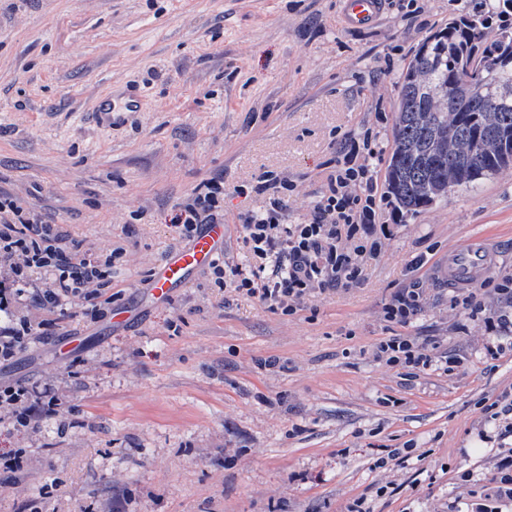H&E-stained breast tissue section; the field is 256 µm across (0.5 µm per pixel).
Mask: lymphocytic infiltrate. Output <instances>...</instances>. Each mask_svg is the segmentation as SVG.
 <instances>
[{"mask_svg": "<svg viewBox=\"0 0 512 512\" xmlns=\"http://www.w3.org/2000/svg\"><path fill=\"white\" fill-rule=\"evenodd\" d=\"M336 159L316 196L310 214L296 223L285 217V198L294 185L270 171L259 174L253 190L266 195L265 205L241 214L242 244L247 262L232 264L217 258L209 270L214 287H232L257 298L284 316L297 314L305 298L316 292L358 284L366 260L381 251L389 230L384 222L377 165L383 148L371 126L344 133L334 143ZM185 239L204 224L224 221V178L198 184L178 203L171 218ZM118 250L89 254L60 224L44 220L30 204L0 193V311L9 299L29 295L32 277L42 288L33 294L40 307L62 310L70 301H83V314H105L100 300L112 288V268ZM52 326L27 319L0 325V364L13 361ZM59 400L46 391L21 383H0V412L14 428H33L52 415Z\"/></svg>", "mask_w": 512, "mask_h": 512, "instance_id": "obj_1", "label": "lymphocytic infiltrate"}]
</instances>
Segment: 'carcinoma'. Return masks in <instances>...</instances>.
Here are the masks:
<instances>
[{"label":"carcinoma","instance_id":"obj_1","mask_svg":"<svg viewBox=\"0 0 512 512\" xmlns=\"http://www.w3.org/2000/svg\"><path fill=\"white\" fill-rule=\"evenodd\" d=\"M483 18L512 11V0H478ZM512 27L486 37L485 21L448 19L426 37L403 74L385 196L415 217L448 196L512 166Z\"/></svg>","mask_w":512,"mask_h":512}]
</instances>
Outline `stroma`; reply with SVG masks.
<instances>
[{"label": "stroma", "mask_w": 512, "mask_h": 512, "mask_svg": "<svg viewBox=\"0 0 512 512\" xmlns=\"http://www.w3.org/2000/svg\"><path fill=\"white\" fill-rule=\"evenodd\" d=\"M404 15L344 27L341 0H0V191L67 225L85 250H121L113 307L139 319L92 322L29 302L15 313L55 321L0 381L60 398L37 428L0 422V512H473L493 505L496 463L512 450L487 411L512 394V350L458 299L503 307L487 282L448 287V249L482 236L512 276V167L454 191L391 236L361 281L271 312L208 273L164 307L145 304L152 265L182 245L171 217L202 180L223 175L224 257L243 262L240 213L265 171L288 177V220L305 217L337 134L375 122L391 147L398 85L422 40L462 13L420 0ZM144 89L140 111L106 121L97 101ZM426 255L413 269L417 255ZM421 281L408 325L383 308ZM80 337L69 356L59 350ZM405 336L428 368L386 362L378 344ZM59 486L41 498L51 481Z\"/></svg>", "instance_id": "obj_1"}]
</instances>
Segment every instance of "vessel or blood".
I'll return each mask as SVG.
<instances>
[{"label":"vessel or blood","mask_w":512,"mask_h":512,"mask_svg":"<svg viewBox=\"0 0 512 512\" xmlns=\"http://www.w3.org/2000/svg\"><path fill=\"white\" fill-rule=\"evenodd\" d=\"M382 0H343L342 17L351 28L371 26L381 14ZM121 102L106 99L96 107L97 112L139 111L143 94L138 86L126 87ZM226 229L221 224H207L187 244L166 254L150 271L145 298L153 304L167 303L176 289L186 287L217 257L224 253ZM498 262V252L484 239H470L458 244L448 253L445 278L452 288H466L485 279Z\"/></svg>","instance_id":"obj_1"}]
</instances>
